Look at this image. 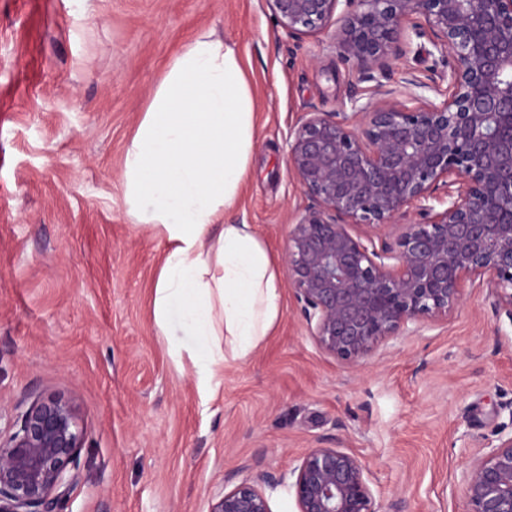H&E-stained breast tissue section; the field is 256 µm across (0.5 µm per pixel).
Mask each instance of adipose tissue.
I'll use <instances>...</instances> for the list:
<instances>
[{
	"mask_svg": "<svg viewBox=\"0 0 512 512\" xmlns=\"http://www.w3.org/2000/svg\"><path fill=\"white\" fill-rule=\"evenodd\" d=\"M255 139V100L236 52L204 32L167 65L124 155L126 215L166 244L155 323L166 330L170 311L180 308L196 340L189 357L203 394L221 382L226 360L248 359L279 317L267 249L251 225L224 221Z\"/></svg>",
	"mask_w": 512,
	"mask_h": 512,
	"instance_id": "obj_1",
	"label": "adipose tissue"
}]
</instances>
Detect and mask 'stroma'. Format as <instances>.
<instances>
[{
  "label": "stroma",
  "mask_w": 512,
  "mask_h": 512,
  "mask_svg": "<svg viewBox=\"0 0 512 512\" xmlns=\"http://www.w3.org/2000/svg\"><path fill=\"white\" fill-rule=\"evenodd\" d=\"M234 47L257 136L228 224L253 225L280 315L202 396L179 312L154 322L164 241L125 214L126 148L170 60L199 32ZM326 35L287 40L265 0H0V411L75 406L82 474L66 512H208L315 446L354 453L382 512H460L461 473L512 430V321L484 290L358 366L310 336L284 263L307 200L285 137L301 113L369 96Z\"/></svg>",
  "instance_id": "obj_1"
}]
</instances>
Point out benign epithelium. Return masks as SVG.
<instances>
[{
  "label": "benign epithelium",
  "instance_id": "benign-epithelium-1",
  "mask_svg": "<svg viewBox=\"0 0 512 512\" xmlns=\"http://www.w3.org/2000/svg\"><path fill=\"white\" fill-rule=\"evenodd\" d=\"M264 2L288 38L327 34L372 90H351L348 112L303 113L285 139L309 201L288 236V282L318 347L357 366L458 309L468 281L512 321V0ZM420 39L448 68L444 90L409 69L391 84ZM82 439L67 399L16 406L0 434V512H65ZM284 482L297 512H380L367 466L321 446L223 490L209 512H272L266 489ZM461 485L462 512H512V435Z\"/></svg>",
  "mask_w": 512,
  "mask_h": 512
}]
</instances>
